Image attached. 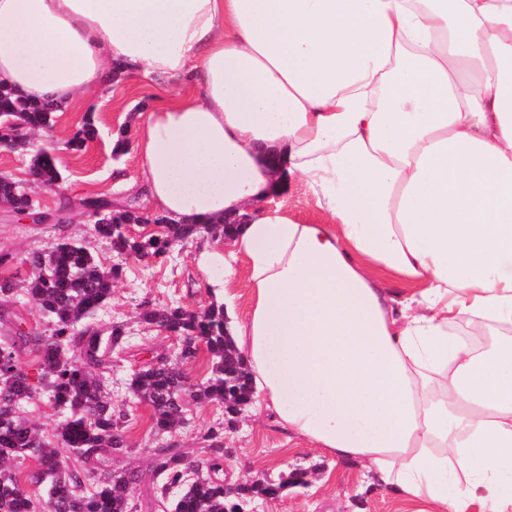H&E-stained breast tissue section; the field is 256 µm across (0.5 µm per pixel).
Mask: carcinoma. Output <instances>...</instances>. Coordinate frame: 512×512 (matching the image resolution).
<instances>
[{"instance_id": "cac0c4a2", "label": "carcinoma", "mask_w": 512, "mask_h": 512, "mask_svg": "<svg viewBox=\"0 0 512 512\" xmlns=\"http://www.w3.org/2000/svg\"><path fill=\"white\" fill-rule=\"evenodd\" d=\"M52 113L47 106L32 103L12 90H0V128L10 132L21 127L15 146L26 143L30 129H47ZM95 129L87 122L69 140L81 151L93 140ZM35 181L53 185L59 171L45 151L31 159ZM0 202L17 209L29 204L14 185L0 181ZM142 220L134 208L94 225L112 251L138 257H165L170 248L206 233L213 238L232 234L234 224H161L158 234L136 240L123 231V223ZM24 263L29 276L25 292L51 325V333L17 328L14 336L0 341V512H135L131 490L139 476L133 470L112 468L113 458L129 448L120 419L112 413L103 383L92 375L103 368L124 336V326L100 327L88 322L112 295L119 268H105L77 239L58 237L45 251L28 254ZM141 318L179 337L174 354H152L133 375L132 393L152 408L151 424L159 433L173 432L186 424L184 396L197 403L215 402L226 414L238 413L253 398L247 366L228 336L224 306L211 302L200 310L170 305L162 310L145 304ZM24 347L36 359L37 375H30L17 357ZM208 354L209 376L192 384L179 363ZM45 391L62 420L58 441L81 460L76 467L58 449L51 448L36 430L19 416L20 406ZM224 428L211 431L212 453L202 459L189 458L175 443L153 449L156 500L163 502L173 486H183L174 512H241L255 496H275L283 485L243 483L239 497L224 490ZM31 458L34 470L20 478L4 463ZM194 475L187 477V466Z\"/></svg>"}]
</instances>
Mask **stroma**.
<instances>
[{
    "label": "stroma",
    "instance_id": "1",
    "mask_svg": "<svg viewBox=\"0 0 512 512\" xmlns=\"http://www.w3.org/2000/svg\"><path fill=\"white\" fill-rule=\"evenodd\" d=\"M199 92L198 84L179 85L167 78L143 72H128L112 82L91 90L86 106L77 112H57L48 131L28 136L21 151L0 149V175L25 181L31 158L53 146V158L61 180L52 188H33L37 211L54 213L62 200H69L70 236L82 240L105 267L120 266L121 275L112 287L105 306L97 310L95 322L108 326L123 324L125 340L112 355L111 364L98 375L112 396V410L123 417L125 434L131 444L127 454L116 457L115 467L138 471L140 482L132 496L140 512H162L148 504L157 480L151 464V450L165 443H177L191 456L203 458L210 453L207 431L224 419L222 407L186 404L187 425L173 433H155L151 409L129 390L130 381L147 349L175 351L178 340L160 327L142 322V304L164 307L178 304L198 310L210 302L204 288L206 273L200 271L193 256L207 244V237L176 246L167 260L119 256L110 244L94 232L95 219L85 209L87 199L99 197L111 201L113 208L130 205L149 208L142 189L139 158L135 151L137 116L149 111L182 91ZM92 119L96 135L83 151L69 150L68 140ZM125 130L128 142L122 155H115L118 130ZM56 231L52 225L36 224L0 212V250L13 253L19 278L29 274L22 260L29 253L48 248ZM24 329L47 331L48 324L24 291H16L0 318V337L10 335L15 324ZM224 474L227 483L275 479L304 473L305 485H289L278 497H259L255 512H396L391 495L380 488L361 490L365 469L362 464H336L299 439L289 438L281 426L256 403L245 405L232 429L224 433Z\"/></svg>",
    "mask_w": 512,
    "mask_h": 512
}]
</instances>
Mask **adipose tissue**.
I'll list each match as a JSON object with an SVG mask.
<instances>
[{"label":"adipose tissue","instance_id":"adipose-tissue-1","mask_svg":"<svg viewBox=\"0 0 512 512\" xmlns=\"http://www.w3.org/2000/svg\"><path fill=\"white\" fill-rule=\"evenodd\" d=\"M190 79L142 114L154 210L243 223L200 251L278 422L397 512H512V0H0V86L67 107ZM301 181L318 222L261 200ZM248 276V269L245 260H240L237 264V284L234 288H230V293L234 295L233 305L238 318L246 315L249 308V298L247 288L243 285Z\"/></svg>","mask_w":512,"mask_h":512}]
</instances>
